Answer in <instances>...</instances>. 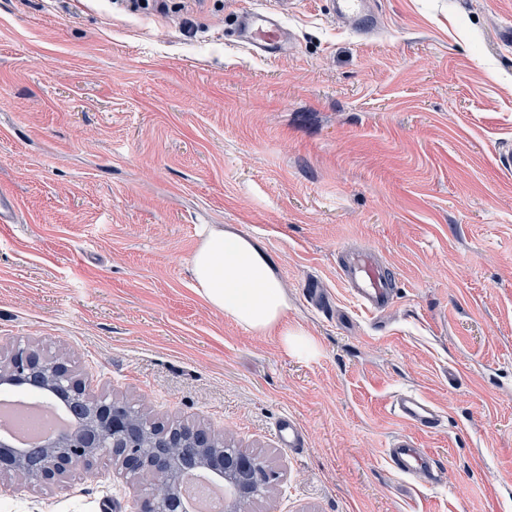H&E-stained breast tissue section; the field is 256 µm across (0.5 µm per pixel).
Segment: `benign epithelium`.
<instances>
[{
    "mask_svg": "<svg viewBox=\"0 0 512 512\" xmlns=\"http://www.w3.org/2000/svg\"><path fill=\"white\" fill-rule=\"evenodd\" d=\"M15 383L53 392L73 412L77 425L45 444L38 456L0 441V484L14 480L57 486L77 470L94 477L101 462L111 461L126 479L152 473L164 486L161 494L139 496L137 512H182L177 492L182 473L206 468L224 478V512H242L253 500L254 483L275 477L256 455L224 448V436L209 427L177 430L159 423L157 432L146 431L108 395L91 393L66 362L45 359L29 348L18 346L0 361V385Z\"/></svg>",
    "mask_w": 512,
    "mask_h": 512,
    "instance_id": "benign-epithelium-1",
    "label": "benign epithelium"
}]
</instances>
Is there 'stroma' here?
<instances>
[{"instance_id": "1", "label": "stroma", "mask_w": 512, "mask_h": 512, "mask_svg": "<svg viewBox=\"0 0 512 512\" xmlns=\"http://www.w3.org/2000/svg\"><path fill=\"white\" fill-rule=\"evenodd\" d=\"M361 36L331 0H0V350L67 361L162 422L202 424L285 480L248 512H512V0H373ZM294 34L278 58L246 12ZM205 224L257 240L298 355L195 291ZM376 251L397 282L363 311L336 271ZM421 392L442 424L402 423ZM291 416L305 445L275 424ZM406 435L439 467L388 463ZM113 477L0 487V512H133ZM241 43L264 57H274L290 49L291 34L275 18L262 13L246 12L241 16ZM394 412L404 423L418 430L430 431L441 424L442 417L435 405L415 390L397 398ZM276 429L286 446L290 448H301L304 446V432L292 417L285 416L280 418Z\"/></svg>"}]
</instances>
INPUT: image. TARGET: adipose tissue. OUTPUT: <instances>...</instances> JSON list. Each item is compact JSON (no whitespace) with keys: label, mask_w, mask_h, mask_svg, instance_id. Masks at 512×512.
<instances>
[{"label":"adipose tissue","mask_w":512,"mask_h":512,"mask_svg":"<svg viewBox=\"0 0 512 512\" xmlns=\"http://www.w3.org/2000/svg\"><path fill=\"white\" fill-rule=\"evenodd\" d=\"M198 295L245 329L293 337L285 323L288 302L274 264L254 239L233 230L205 228L189 260Z\"/></svg>","instance_id":"obj_1"}]
</instances>
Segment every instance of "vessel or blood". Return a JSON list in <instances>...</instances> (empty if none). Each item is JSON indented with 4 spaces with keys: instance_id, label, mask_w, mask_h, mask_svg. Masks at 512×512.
Listing matches in <instances>:
<instances>
[{
    "instance_id": "obj_1",
    "label": "vessel or blood",
    "mask_w": 512,
    "mask_h": 512,
    "mask_svg": "<svg viewBox=\"0 0 512 512\" xmlns=\"http://www.w3.org/2000/svg\"><path fill=\"white\" fill-rule=\"evenodd\" d=\"M333 9L352 28L361 29L369 23L367 0H334ZM241 28L243 44L262 56L273 57L290 48L291 34L275 18L247 12L241 17ZM338 270L341 281L350 288L351 297L359 307L378 315L391 308L395 282L373 251H355L345 255L338 264ZM394 411L404 423L418 430L430 431L441 424V415L435 405L414 390L406 391L397 398ZM276 429L286 446L303 447L304 432L292 417L280 418ZM386 455L391 466L408 477L433 467L432 458L404 435L390 442Z\"/></svg>"
}]
</instances>
